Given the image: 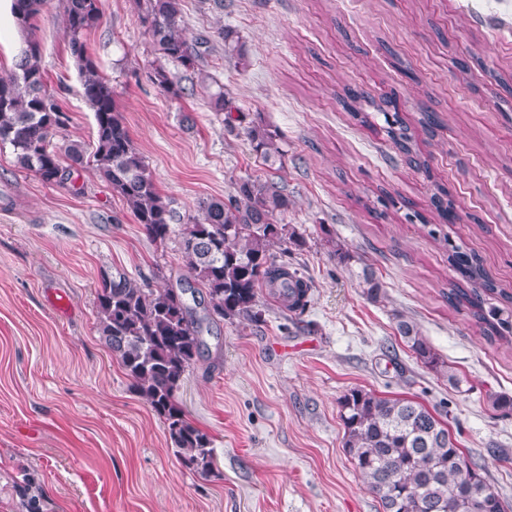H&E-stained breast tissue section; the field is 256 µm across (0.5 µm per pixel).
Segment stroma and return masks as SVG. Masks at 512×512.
Segmentation results:
<instances>
[{
	"label": "stroma",
	"instance_id": "obj_1",
	"mask_svg": "<svg viewBox=\"0 0 512 512\" xmlns=\"http://www.w3.org/2000/svg\"><path fill=\"white\" fill-rule=\"evenodd\" d=\"M10 5L0 0V77L25 45ZM102 10L86 40L162 195L186 221L238 178L280 181L293 201L284 221L304 239L282 259L313 288L302 315L273 306L260 323L213 325L177 393L213 438L216 474L200 476L96 329L102 275L191 279L177 239H149L93 172L50 186L0 149V512H26L31 492L42 512H382L343 447L340 400L354 388L427 407L512 512V410L496 405L512 398V339L488 341L447 299L452 243L512 292V0H224L220 17L183 0L188 39L219 22L239 33L244 64L219 44L205 68L277 131L279 169L225 133L205 89L176 99L149 81L160 64L181 85L190 75L162 60L135 0ZM63 18L64 0H49L36 30L47 88L71 117L56 141L90 147ZM346 87L382 110L354 119L338 100ZM426 109L441 119L431 133L418 123ZM393 112L429 172L389 138ZM441 186L449 225L432 205ZM366 266L381 301L359 285ZM401 318L460 387L416 360Z\"/></svg>",
	"mask_w": 512,
	"mask_h": 512
}]
</instances>
